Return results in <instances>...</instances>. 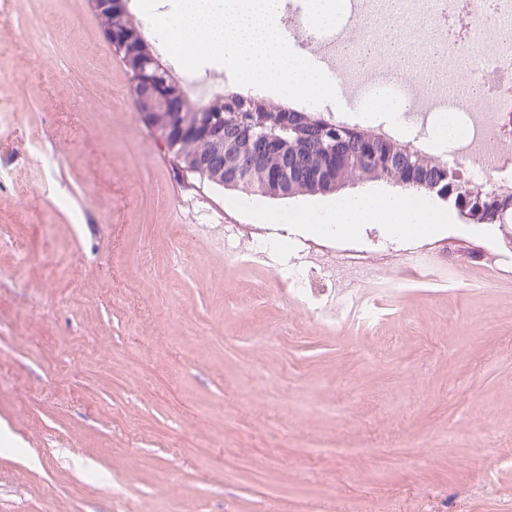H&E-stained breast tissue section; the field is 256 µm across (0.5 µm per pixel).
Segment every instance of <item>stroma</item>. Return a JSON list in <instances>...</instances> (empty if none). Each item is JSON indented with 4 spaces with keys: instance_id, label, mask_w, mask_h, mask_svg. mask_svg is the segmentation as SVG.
<instances>
[{
    "instance_id": "35a3bbf8",
    "label": "stroma",
    "mask_w": 512,
    "mask_h": 512,
    "mask_svg": "<svg viewBox=\"0 0 512 512\" xmlns=\"http://www.w3.org/2000/svg\"><path fill=\"white\" fill-rule=\"evenodd\" d=\"M0 11V512H512V267L502 230L276 222L376 191L272 199L183 172L139 118L91 0ZM126 9L191 96L185 71ZM386 259L359 307L312 315L224 227ZM435 258L426 275L397 250ZM267 344H258V337ZM312 443L361 456H293ZM411 454L379 471L370 449Z\"/></svg>"
}]
</instances>
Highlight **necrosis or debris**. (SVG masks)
<instances>
[{
    "instance_id": "4bbe7bcc",
    "label": "necrosis or debris",
    "mask_w": 512,
    "mask_h": 512,
    "mask_svg": "<svg viewBox=\"0 0 512 512\" xmlns=\"http://www.w3.org/2000/svg\"><path fill=\"white\" fill-rule=\"evenodd\" d=\"M413 16H387L384 0H361L342 35L351 43H384L403 29L428 30L415 47L420 64L407 78L390 58L377 55L371 72L344 62L340 75L358 88L362 103L391 88L403 113H432L438 125L455 126L449 144L459 164L484 181L512 164V0H410ZM252 258L267 261L276 282L308 298L312 314L339 316L357 284L381 278V263L345 249L328 258L302 243L283 254L272 236L250 241Z\"/></svg>"
}]
</instances>
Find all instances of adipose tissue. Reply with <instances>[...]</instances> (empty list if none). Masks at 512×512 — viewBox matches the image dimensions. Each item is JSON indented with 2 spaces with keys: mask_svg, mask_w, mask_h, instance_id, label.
I'll use <instances>...</instances> for the list:
<instances>
[{
  "mask_svg": "<svg viewBox=\"0 0 512 512\" xmlns=\"http://www.w3.org/2000/svg\"><path fill=\"white\" fill-rule=\"evenodd\" d=\"M285 221L289 224H304L316 230L333 224L337 229L350 232L362 224H386L394 231L417 235L444 223L445 214L421 203L407 204L404 196L381 191L342 199L337 201L335 208L323 213L299 210L286 216Z\"/></svg>",
  "mask_w": 512,
  "mask_h": 512,
  "instance_id": "adipose-tissue-1",
  "label": "adipose tissue"
}]
</instances>
